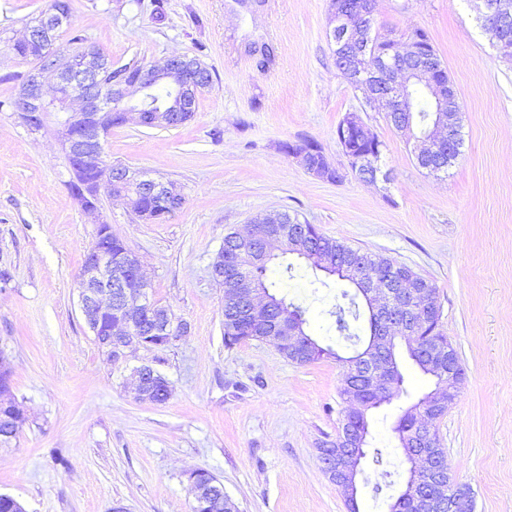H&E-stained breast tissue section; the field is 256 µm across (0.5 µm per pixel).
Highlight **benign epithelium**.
Segmentation results:
<instances>
[{
  "label": "benign epithelium",
  "instance_id": "benign-epithelium-1",
  "mask_svg": "<svg viewBox=\"0 0 512 512\" xmlns=\"http://www.w3.org/2000/svg\"><path fill=\"white\" fill-rule=\"evenodd\" d=\"M484 14H491L495 23L487 25L498 42L501 50L509 48L506 36L508 26L512 24V0H495L490 3L482 0ZM373 0H351L333 11L334 26L328 30V39L334 43L341 40V62L354 66L358 55L350 53L351 49L361 46V38L365 30L373 24ZM47 25L40 21L27 24L23 42L34 43L38 52L34 55V66L28 72L21 88L16 93L12 110L21 114L22 118L32 127L38 129L43 125L44 115L51 108H66L70 102H78L81 109L71 113L68 126L63 132V147L67 155L76 162H89L97 159L101 153L103 142L112 128V118L120 117L122 122L130 120L143 123L147 113L155 112L153 123L160 125H177L181 123L189 97L208 84L205 67L186 66L187 56L173 55L160 66H149L141 69L139 77L133 82L118 81L112 83L111 100L105 101L97 92L99 76L100 52L88 47L77 58L70 60L72 79L84 86L83 93L74 95L68 89V81L60 70L61 57L51 44L46 33ZM444 63L437 61L427 53L415 55V62L410 66L397 70L392 79L381 78L374 70H363L366 100H381L391 105V112L411 111L412 90L424 82L435 104L438 117L433 132L421 138L418 155L431 157L437 153V143L445 138V132L451 129L454 122L453 114H444L443 102L451 94L447 84L435 77ZM53 82L55 95L52 99L45 98V85ZM157 84H168L179 91L178 99L165 110H154L146 103L147 91ZM132 171H124L112 180L111 195L125 200L128 206L133 202L124 191V185L131 180ZM306 233L305 225L275 224L272 220L264 223V231L258 234L263 248L256 253V260L266 262L274 252L284 249V245L293 246L297 239ZM114 262L112 251L100 240H95L87 252L86 261L80 275V310L87 322L96 323L103 314L115 315L114 321L105 330L106 341L113 347L103 346L107 355L113 360L126 358V351L145 347L143 321L153 324L152 331L174 342L188 333V325L168 315L158 316L155 307L150 305L148 281L142 270L139 259L131 251L123 253L120 270L112 273ZM352 280L363 287L374 290L378 286L379 277L373 268L361 260L347 266ZM214 280L224 283V297L238 302L247 314L257 321L264 319L271 299L259 296L258 288L247 277L241 275L224 276V254L217 255L211 266ZM410 286L405 280L389 281L384 288V296L388 304L402 308ZM273 339L288 346V351L296 354L308 348L311 338L301 332V328L293 321L279 320L273 324ZM134 382L131 392L139 402H154V385L159 378L152 367L141 366L134 370ZM393 377L391 366L387 362L372 365L363 373L357 368L347 369L343 386L360 393L366 392L376 396L387 393ZM367 434L348 431L336 440L338 452L322 448L319 459L328 478L345 493L348 501H353L356 494V478L360 473L361 460L367 456L365 441ZM211 482L197 481L193 484V497L196 512H202L207 500L213 495ZM443 487L435 483L427 490L425 507L429 512L442 508Z\"/></svg>",
  "mask_w": 512,
  "mask_h": 512
}]
</instances>
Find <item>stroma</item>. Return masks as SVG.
Here are the masks:
<instances>
[{
	"label": "stroma",
	"mask_w": 512,
	"mask_h": 512,
	"mask_svg": "<svg viewBox=\"0 0 512 512\" xmlns=\"http://www.w3.org/2000/svg\"><path fill=\"white\" fill-rule=\"evenodd\" d=\"M71 25L113 66L199 56L213 84L171 129L132 122L105 139L108 161L175 181L185 202L165 223L138 220L100 186L99 214L71 195L63 113L41 129L7 107L32 67L0 40V353L27 421L0 447V493L25 512H190L185 474H214L239 512H347L317 449L335 440L354 345L336 329L345 282L284 254L267 277L301 306L307 332L332 355L299 365L276 345H224V288L211 265L231 232L279 211L323 234L411 267L436 287L441 328L464 371L437 423L448 465L475 512H512V63L492 46L471 0H376L374 27L427 30L463 114L462 153L447 172L418 166L415 136L385 108L363 105L337 70L329 0H71ZM271 57L263 59L259 48ZM384 143L375 181L359 180L336 137L351 112ZM317 142L332 179L284 144ZM141 260L150 296L189 332L115 362L79 306L78 282L99 222ZM292 263L283 273L282 263ZM148 365L171 385L166 403L126 385ZM404 392L368 414L381 462L358 477L359 512H390L405 480L393 428L434 387L404 367ZM392 486L375 493L382 472Z\"/></svg>",
	"instance_id": "obj_1"
}]
</instances>
